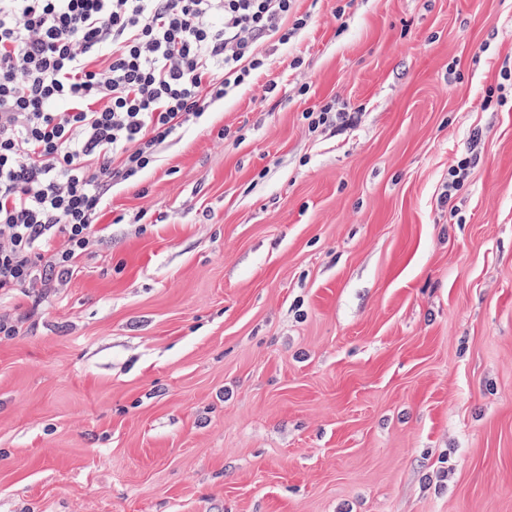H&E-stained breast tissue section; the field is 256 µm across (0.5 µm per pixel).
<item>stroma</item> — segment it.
I'll use <instances>...</instances> for the list:
<instances>
[{
    "label": "stroma",
    "instance_id": "obj_1",
    "mask_svg": "<svg viewBox=\"0 0 512 512\" xmlns=\"http://www.w3.org/2000/svg\"><path fill=\"white\" fill-rule=\"evenodd\" d=\"M295 8L272 97L0 297V512H512V0ZM355 114L358 113L337 109L336 102L330 101L303 112L302 118L309 133H316L319 129L354 126L358 121Z\"/></svg>",
    "mask_w": 512,
    "mask_h": 512
}]
</instances>
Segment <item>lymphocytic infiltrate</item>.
I'll return each instance as SVG.
<instances>
[{"label": "lymphocytic infiltrate", "instance_id": "f902f5d3", "mask_svg": "<svg viewBox=\"0 0 512 512\" xmlns=\"http://www.w3.org/2000/svg\"><path fill=\"white\" fill-rule=\"evenodd\" d=\"M296 0H0V292L72 276L116 185L272 64Z\"/></svg>", "mask_w": 512, "mask_h": 512}]
</instances>
